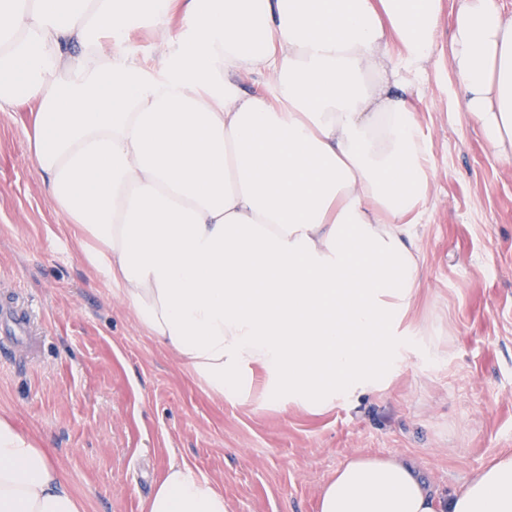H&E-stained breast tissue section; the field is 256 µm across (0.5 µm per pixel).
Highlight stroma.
Instances as JSON below:
<instances>
[{
  "label": "stroma",
  "instance_id": "1",
  "mask_svg": "<svg viewBox=\"0 0 512 512\" xmlns=\"http://www.w3.org/2000/svg\"><path fill=\"white\" fill-rule=\"evenodd\" d=\"M456 8L442 0L438 51L412 97L432 184L410 227L422 286L408 320L434 325L446 352L407 350L389 388L320 416L209 395L92 277L33 171L29 112L0 111V306L29 303L41 324L32 357L0 352V416L39 443L84 512H142L173 463L223 486L227 512H317L355 456L412 463L450 492L512 452V163L457 114Z\"/></svg>",
  "mask_w": 512,
  "mask_h": 512
}]
</instances>
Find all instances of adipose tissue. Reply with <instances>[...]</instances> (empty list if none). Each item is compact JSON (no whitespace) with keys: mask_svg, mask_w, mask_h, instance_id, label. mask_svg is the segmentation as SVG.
Segmentation results:
<instances>
[{"mask_svg":"<svg viewBox=\"0 0 512 512\" xmlns=\"http://www.w3.org/2000/svg\"><path fill=\"white\" fill-rule=\"evenodd\" d=\"M441 0H0V110L28 106L33 169L93 276L212 396L321 415L398 368L422 286L408 227L430 187L411 103ZM186 36L157 79L106 39ZM462 115L512 158V14L459 0L448 40ZM243 71L273 78L245 93ZM0 512H83L0 417ZM145 512H226L170 465ZM317 512H512V453L440 495L399 460L339 467Z\"/></svg>","mask_w":512,"mask_h":512,"instance_id":"obj_1","label":"adipose tissue"}]
</instances>
